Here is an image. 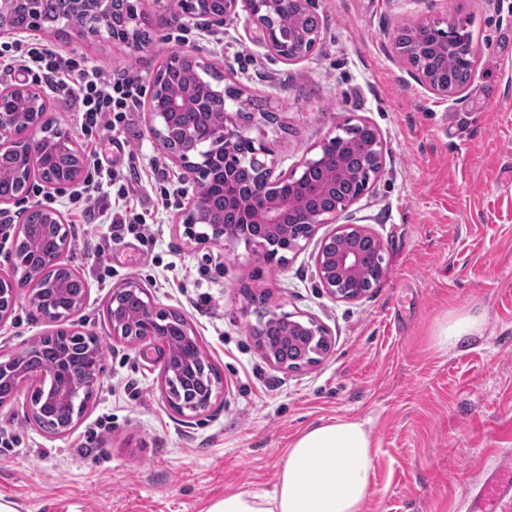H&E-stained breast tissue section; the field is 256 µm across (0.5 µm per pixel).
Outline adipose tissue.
<instances>
[{
    "label": "adipose tissue",
    "instance_id": "adipose-tissue-1",
    "mask_svg": "<svg viewBox=\"0 0 512 512\" xmlns=\"http://www.w3.org/2000/svg\"><path fill=\"white\" fill-rule=\"evenodd\" d=\"M482 316L448 315L434 340L456 348L483 331ZM375 444L366 421L339 418L314 424L289 444L272 490L213 499L204 512H365L374 490Z\"/></svg>",
    "mask_w": 512,
    "mask_h": 512
}]
</instances>
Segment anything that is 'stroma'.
Instances as JSON below:
<instances>
[{"instance_id": "35a3bbf8", "label": "stroma", "mask_w": 512, "mask_h": 512, "mask_svg": "<svg viewBox=\"0 0 512 512\" xmlns=\"http://www.w3.org/2000/svg\"><path fill=\"white\" fill-rule=\"evenodd\" d=\"M321 40L284 61L254 42L247 13L213 26L184 14L154 33L152 48L69 27L27 29L12 46L40 39L113 73L134 70L144 91L190 29L189 50L228 72L243 97L258 96L251 136L290 172L345 121L370 122L386 152L382 175L352 205L357 223L382 242L384 276L361 299L321 288L314 256L336 226L319 225L300 250L263 257L187 238L180 218L194 186L157 148L144 110L125 144L103 162L141 173L156 242L134 236L97 248L103 228L69 224L62 260L86 283L75 330L104 350L100 386L67 434L29 419L32 389L0 405V496L19 512H202L229 492L271 488L291 440L330 419L369 422L375 442L367 512H460L481 470L512 448V0H315ZM468 19L476 34L471 81L442 100L399 60L390 33L404 25ZM161 168L171 186L152 182ZM112 276L100 283L104 267ZM134 280L156 307L188 319L219 370L210 409L182 416L161 394L164 360L151 342L113 339L107 307ZM310 314L331 334L329 352L299 372L273 367L252 330L261 310ZM475 310L484 330L440 350L433 339L452 310ZM27 297L0 322V352L22 351L51 334Z\"/></svg>"}]
</instances>
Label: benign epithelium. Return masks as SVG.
<instances>
[{
    "label": "benign epithelium",
    "instance_id": "benign-epithelium-1",
    "mask_svg": "<svg viewBox=\"0 0 512 512\" xmlns=\"http://www.w3.org/2000/svg\"><path fill=\"white\" fill-rule=\"evenodd\" d=\"M305 0H224L222 17L238 14V10H245L256 27V41L264 44L268 50L285 61H294L305 56L303 52H288L279 43L269 38L268 32L275 15L285 11L290 6H301ZM111 0H75L78 9L68 17L67 22L76 24L83 30L91 33L106 34L112 40L124 44L129 51L138 53L142 51L140 43L132 34H117L113 30L112 15L109 10ZM399 57L411 66L410 73L420 84L441 99L451 97L461 91V88L450 87L439 82L427 72L412 65V50L406 47H396ZM4 98L19 101L24 109L20 112H0V155L12 152L24 159L40 154L43 132L41 127H51L53 117L45 112V96L41 89L34 85L19 83L14 86L0 88V100ZM189 105L205 106L216 111L218 121L204 123L191 131H183L175 124L178 111ZM146 112L151 133L157 140L161 152L180 165L187 179L198 183L207 182L213 185L215 193L224 197V209L230 211L238 201V188L236 182L231 180L230 172L234 168L246 163L255 169L253 180L247 184L249 202L263 218L260 229L252 236L256 246L264 253L274 254L272 237L279 236L285 250L294 251L301 248L300 238L294 236V225L286 222L289 216L299 217L298 223L308 225L305 238H310L318 225L334 223L336 219L347 213L355 201L364 193L365 188L357 192H348L334 200L333 205L318 211L308 213V199L300 197L296 188L313 168L319 169L323 177L338 187L343 183L351 182V173L344 161L330 162V146L334 145L336 138L328 137L318 146L315 156L305 159L299 170L289 173L274 174L272 165L268 164V150L263 144H255V140L247 136L244 121L249 118L247 112H228L224 110V92L205 83H200L183 94L174 97L170 103V111L158 112L152 107V100H147ZM184 137H191L198 142L208 145V151L199 157H189L182 154L178 148L179 141ZM58 147L69 150L76 158V163L65 173L46 172L44 182L50 187L61 190L74 182L82 172L83 160L80 157L74 142L66 135L58 137ZM365 164L374 168L373 174L379 175L384 167V148L380 137L363 145ZM184 233L191 239L204 243H222L225 247L233 246L239 239L236 228H229L223 220L216 219L207 213V210L198 197H192L182 213ZM203 224L207 231H196V225ZM47 228L57 234L56 248L42 255L39 268L31 275H40L61 262L62 255L69 248L71 240L64 230L62 216L51 212L50 224ZM352 236L354 244L340 249L336 247V239ZM377 238L364 225L345 223L329 236L323 238L315 255L317 276L323 288L336 300L352 302L360 299L364 292L355 291L345 287L351 282L357 270L365 259V249ZM31 280L16 279L0 272V322L7 318L16 299L26 290L30 289ZM124 293H135L146 299L144 312V337L153 339L162 357L168 363L169 370L164 374L161 385L163 398L168 407L174 412L183 415L185 411L201 413L208 410L212 400L220 394V381L214 380L211 392L207 397L186 400V392L208 375L209 366L189 354L175 353L170 344L158 337L154 325L169 320L182 322L185 333H192L188 320L175 311L162 310L155 307L152 298L139 283L129 281L112 292V335L118 340L127 336L122 309L117 306L118 297ZM32 304L38 313L52 322H59L65 318L57 309L43 300L30 294ZM271 318L281 319L286 323L284 335L294 344L296 354L288 359L265 349L266 358L279 369L298 371L317 363L327 354L331 342L330 331L318 319L309 316L305 320H293L288 315L272 313ZM80 361L76 358H67L58 367V376L63 383L48 399H43L40 392H35L31 398L29 413L32 419H37L46 405L55 407H69L75 410L72 424L65 427H56L42 424L44 431L62 435L69 432L77 424L87 403L93 399L99 384L98 375L94 374L81 380H69V376L77 369ZM32 376L23 364L19 363L14 355L0 353V389Z\"/></svg>",
    "mask_w": 512,
    "mask_h": 512
}]
</instances>
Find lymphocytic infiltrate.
Returning <instances> with one entry per match:
<instances>
[{
	"instance_id": "f902f5d3",
	"label": "lymphocytic infiltrate",
	"mask_w": 512,
	"mask_h": 512,
	"mask_svg": "<svg viewBox=\"0 0 512 512\" xmlns=\"http://www.w3.org/2000/svg\"><path fill=\"white\" fill-rule=\"evenodd\" d=\"M0 64L72 98L78 106V128L93 160L92 172L70 193L78 223L108 225L109 238L115 243L129 234L142 242H152L146 219L139 211L141 202L133 197V179L119 180L116 171L103 168L100 159L103 143H119L129 115L137 108L142 92L139 79L80 63L39 41L28 43L18 56L0 48Z\"/></svg>"
}]
</instances>
